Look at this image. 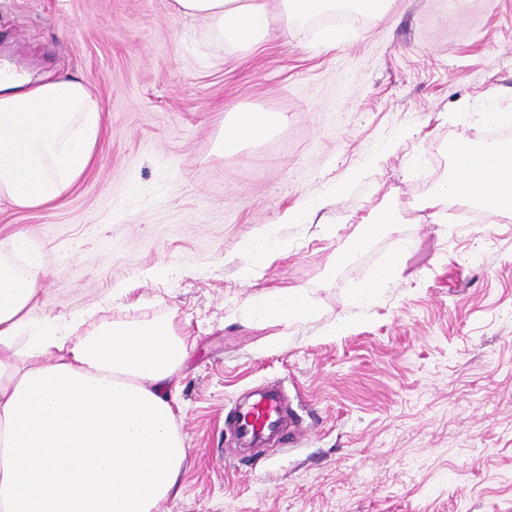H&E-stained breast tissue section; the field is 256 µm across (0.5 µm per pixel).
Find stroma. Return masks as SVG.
I'll list each match as a JSON object with an SVG mask.
<instances>
[{
	"label": "stroma",
	"mask_w": 512,
	"mask_h": 512,
	"mask_svg": "<svg viewBox=\"0 0 512 512\" xmlns=\"http://www.w3.org/2000/svg\"><path fill=\"white\" fill-rule=\"evenodd\" d=\"M325 24L229 52L175 0H0V54L77 77L104 110L69 198L0 206V240L27 233L50 270L35 322L170 314L195 337L171 386L189 453L168 512H512V219L418 208L450 145L480 140L488 108L512 113V0H394L349 13L334 47ZM240 105L284 120L219 156ZM386 206L404 224L330 269ZM262 228L288 253L254 271ZM403 239L401 278L357 298ZM300 287L312 319H247L256 296ZM274 380L307 438L228 453L225 410Z\"/></svg>",
	"instance_id": "1"
}]
</instances>
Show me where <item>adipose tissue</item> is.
I'll list each match as a JSON object with an SVG mask.
<instances>
[{"instance_id":"1","label":"adipose tissue","mask_w":512,"mask_h":512,"mask_svg":"<svg viewBox=\"0 0 512 512\" xmlns=\"http://www.w3.org/2000/svg\"><path fill=\"white\" fill-rule=\"evenodd\" d=\"M226 47L244 50L275 26L339 9L384 16L389 0H175ZM270 113L238 108L219 148L236 154L263 138ZM104 127L77 78L31 79L0 64V205L18 210L65 199L91 168ZM452 200L512 213V147L456 144L422 209ZM47 267L30 236L0 240V512H162L188 456L168 387L194 347L173 316L87 324H33ZM309 292L261 295L250 317L304 320Z\"/></svg>"}]
</instances>
